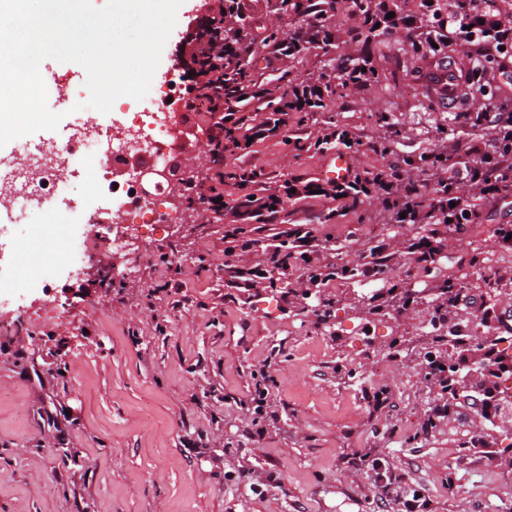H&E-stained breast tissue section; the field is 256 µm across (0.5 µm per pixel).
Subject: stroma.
I'll use <instances>...</instances> for the list:
<instances>
[{
  "label": "stroma",
  "instance_id": "stroma-1",
  "mask_svg": "<svg viewBox=\"0 0 512 512\" xmlns=\"http://www.w3.org/2000/svg\"><path fill=\"white\" fill-rule=\"evenodd\" d=\"M328 10L331 45L276 61L272 39L287 38L300 17L277 0H247V19L227 20L251 47L242 67L258 96L243 115L274 111L266 87L334 73L343 60L369 59L375 76L359 90L332 81L324 110L290 113L287 126L250 152L226 150L219 167L207 121L181 112L177 173L194 175L196 197L215 171L227 173L223 215L180 205V220L152 240L125 252L101 243L77 277L66 269L61 238L86 227L70 224L65 208L7 225L59 274L51 288L18 273L0 288V512H400L411 498L415 512H512V454L502 443L512 404L483 424L480 405L463 401L427 427L441 397L427 357L447 350L428 327L435 308L417 300L373 312L374 285L357 272L385 245L383 277L403 293L454 284L461 299L445 324L473 339L486 326L512 325V251L494 234L512 226V195L483 207L462 233L442 234L429 265L414 246L431 224L423 216L395 223L382 193L346 212L322 198L288 200L274 223L245 225L247 250L224 257L244 195L291 177L331 180L335 152L316 146L328 124L359 139L350 154L357 171L385 167L382 143L392 141L425 201L454 140L492 137L476 122L487 100L512 98V62L496 64L481 91L443 111L431 77L439 55L425 37L371 36L347 0ZM205 14L201 0H185L158 75L183 72L178 47ZM286 136L296 145H283ZM255 169V181H238ZM295 224L310 225L321 241L308 260L293 256L273 279L233 287L235 270L271 267L273 246ZM101 267L130 275L102 287ZM313 270L329 276L316 289ZM360 452L368 459L358 464ZM385 473L397 478L386 493Z\"/></svg>",
  "mask_w": 512,
  "mask_h": 512
}]
</instances>
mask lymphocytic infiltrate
Returning <instances> with one entry per match:
<instances>
[{
  "mask_svg": "<svg viewBox=\"0 0 512 512\" xmlns=\"http://www.w3.org/2000/svg\"><path fill=\"white\" fill-rule=\"evenodd\" d=\"M505 0H448L440 8L439 0H421L422 15L392 13L387 0H378L368 8L365 0H350V13L360 20L361 30L382 35L402 28L416 32L426 26L431 32H448L452 40L470 43L481 58L493 61L501 55H512V11L505 9ZM210 25L206 32L188 41L192 65L187 72L192 95L185 102L187 111L203 116L209 123V144L247 150L248 140L265 139L272 128L286 125L292 112L325 107V94L330 76L281 90L273 89L278 100L273 117L256 124L239 117L240 106L250 94L243 81L229 77V70L239 65L246 48L237 37L225 34V17L245 19V0H207ZM280 10L302 16L304 23L288 38L275 44V56H289L306 45L326 41L334 36L327 10L308 4L307 0H279ZM480 124L494 130L490 139H472L461 145L465 159L442 165L435 196L428 204L427 215L434 224L460 231L462 224L477 216L480 203L497 199L512 189V105L492 103L477 115ZM404 174L399 161L386 168L366 169L349 173L340 181L323 187L315 183H300L299 179L284 180L276 190L255 199L238 203L233 215L240 224L270 223L282 211L292 196L310 197L321 190L323 198L341 199L346 207H357L373 189L386 194L400 191Z\"/></svg>",
  "mask_w": 512,
  "mask_h": 512,
  "instance_id": "1",
  "label": "lymphocytic infiltrate"
}]
</instances>
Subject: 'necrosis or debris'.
<instances>
[{
  "label": "necrosis or debris",
  "mask_w": 512,
  "mask_h": 512,
  "mask_svg": "<svg viewBox=\"0 0 512 512\" xmlns=\"http://www.w3.org/2000/svg\"><path fill=\"white\" fill-rule=\"evenodd\" d=\"M183 87L172 81L164 86L151 87L148 95L138 105L130 107L125 126L114 130H103L99 126L83 124L77 127L69 146L52 144L40 152H30L18 147L20 158L15 166V176L24 182V189H15L11 184L0 183V206L10 208L17 204L41 208L67 200L70 195L68 182L57 179L54 167L61 156L82 163L96 159L98 167L87 181V200L107 197L112 205V215L120 221L113 228L111 245L125 248L130 239L139 236L141 228H156L175 221L167 199L169 182L156 180L151 196L141 190L142 173L131 170L120 183L108 179L110 165L121 162L126 155L143 156L150 168L161 169L172 162L171 142L176 133L166 114L153 105L154 99L179 100Z\"/></svg>",
  "instance_id": "obj_1"
}]
</instances>
